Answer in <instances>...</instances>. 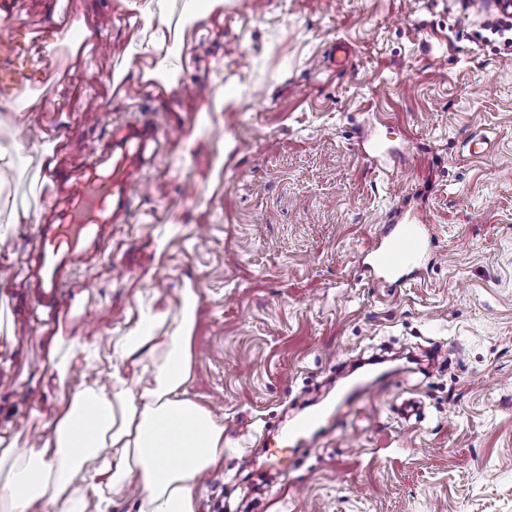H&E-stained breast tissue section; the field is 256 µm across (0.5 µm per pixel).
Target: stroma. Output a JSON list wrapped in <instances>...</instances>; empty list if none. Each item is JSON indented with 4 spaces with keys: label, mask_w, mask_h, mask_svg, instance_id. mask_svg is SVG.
Returning <instances> with one entry per match:
<instances>
[{
    "label": "stroma",
    "mask_w": 512,
    "mask_h": 512,
    "mask_svg": "<svg viewBox=\"0 0 512 512\" xmlns=\"http://www.w3.org/2000/svg\"><path fill=\"white\" fill-rule=\"evenodd\" d=\"M26 89L0 91V148L38 128L84 161L113 125L179 127L153 187L112 228L73 289L94 311L67 338L95 345L99 379L126 328L199 295L188 394L224 424V463L200 512H512V29L459 0H19ZM91 18L86 62L55 35ZM348 43L339 71L328 52ZM179 77L165 91L155 70ZM485 133L489 153L463 141ZM429 227L418 274L384 288L361 253L397 207ZM36 151L0 173V430L29 441L53 392L21 269L31 224L54 210ZM379 394L300 449L287 475L261 470L264 435L350 384ZM420 417L399 416L403 400ZM291 493L281 496L282 485Z\"/></svg>",
    "instance_id": "35a3bbf8"
}]
</instances>
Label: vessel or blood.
Listing matches in <instances>:
<instances>
[{
  "label": "vessel or blood",
  "instance_id": "b4317fda",
  "mask_svg": "<svg viewBox=\"0 0 512 512\" xmlns=\"http://www.w3.org/2000/svg\"><path fill=\"white\" fill-rule=\"evenodd\" d=\"M25 50V44L15 38L0 39V59L7 62L0 69V90H25L26 74L14 64ZM166 137V131L149 119L119 124L113 126L107 144L93 146L87 161L53 174V183L63 195L65 217L58 223L39 219L23 268V278L39 313L56 317L71 309L68 286L74 268L96 261L113 225L128 221L132 188L143 165L157 156ZM424 247L421 225L408 221L387 224L367 250L364 267L372 279L398 285L407 279ZM326 419L323 408L298 419L279 445L269 449V467L286 469L289 450L316 438L324 430Z\"/></svg>",
  "mask_w": 512,
  "mask_h": 512
}]
</instances>
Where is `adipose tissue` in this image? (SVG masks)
Listing matches in <instances>:
<instances>
[{"instance_id": "ef3b65f1", "label": "adipose tissue", "mask_w": 512, "mask_h": 512, "mask_svg": "<svg viewBox=\"0 0 512 512\" xmlns=\"http://www.w3.org/2000/svg\"><path fill=\"white\" fill-rule=\"evenodd\" d=\"M198 300L181 289L174 327L158 312L129 329L111 388L92 378L67 385L58 368L42 433L19 455L16 436L0 434V457L13 461L0 512H86L106 490L134 512H199L202 481L224 458V426L187 395Z\"/></svg>"}]
</instances>
